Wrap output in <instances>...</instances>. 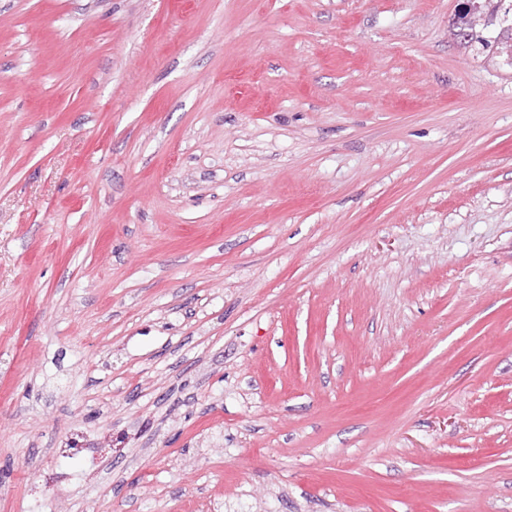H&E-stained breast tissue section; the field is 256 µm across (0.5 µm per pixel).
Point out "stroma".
I'll return each mask as SVG.
<instances>
[{
  "label": "stroma",
  "mask_w": 512,
  "mask_h": 512,
  "mask_svg": "<svg viewBox=\"0 0 512 512\" xmlns=\"http://www.w3.org/2000/svg\"><path fill=\"white\" fill-rule=\"evenodd\" d=\"M457 6L0 0V512H512Z\"/></svg>",
  "instance_id": "stroma-1"
}]
</instances>
